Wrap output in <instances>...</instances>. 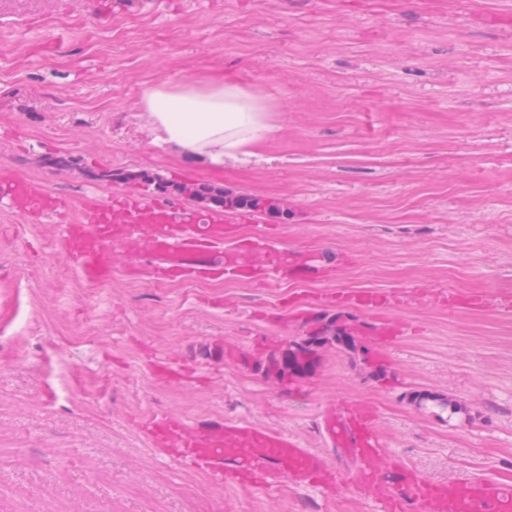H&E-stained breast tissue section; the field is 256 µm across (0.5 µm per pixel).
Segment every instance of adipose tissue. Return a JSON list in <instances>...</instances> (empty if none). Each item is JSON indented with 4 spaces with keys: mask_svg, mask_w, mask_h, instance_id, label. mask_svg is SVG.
<instances>
[{
    "mask_svg": "<svg viewBox=\"0 0 512 512\" xmlns=\"http://www.w3.org/2000/svg\"><path fill=\"white\" fill-rule=\"evenodd\" d=\"M142 107L153 143L214 166L253 154L274 131L259 95L221 80L147 87Z\"/></svg>",
    "mask_w": 512,
    "mask_h": 512,
    "instance_id": "ef3b65f1",
    "label": "adipose tissue"
}]
</instances>
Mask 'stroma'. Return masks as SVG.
I'll list each match as a JSON object with an SVG mask.
<instances>
[{"instance_id":"1","label":"stroma","mask_w":512,"mask_h":512,"mask_svg":"<svg viewBox=\"0 0 512 512\" xmlns=\"http://www.w3.org/2000/svg\"><path fill=\"white\" fill-rule=\"evenodd\" d=\"M221 78L262 93L275 130L224 167L153 144L143 90ZM67 194L206 184L279 202L233 224L278 232L319 266L265 287L154 285L115 252L110 284L68 266L56 228L0 210V512H371L320 417L380 413L384 473L512 478V317L393 310L411 333L374 344L368 311L305 304L331 288L446 287L512 295V0H183L117 11L107 27L57 0H0V160ZM351 327L292 382L271 348ZM169 356L185 383L156 378ZM459 406L448 415L441 402ZM267 425L340 472L332 498L230 488L155 453L136 417Z\"/></svg>"}]
</instances>
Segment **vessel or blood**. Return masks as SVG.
Masks as SVG:
<instances>
[{"mask_svg": "<svg viewBox=\"0 0 512 512\" xmlns=\"http://www.w3.org/2000/svg\"><path fill=\"white\" fill-rule=\"evenodd\" d=\"M0 205L27 224H60L61 247L73 270L87 283L112 280V251L126 250L133 259L148 258L154 284L175 276H228L268 284L284 271L278 236L226 243L224 213L202 214L175 199L121 192L109 199L92 195L82 203L79 222H72L69 198L49 192L6 161L0 162ZM448 308L496 311L512 316V297L430 288L401 290L339 288L311 298L292 295L295 305L311 302L325 308L385 311L404 297ZM378 411L361 402H340L324 414L322 432L329 447L340 448L356 463L353 488L374 512H512V482L496 478L436 481L415 469L400 481L384 478L379 459L384 443L377 428ZM138 430L159 454L210 474L228 487L270 491L288 481L300 489L326 493L337 486L336 472L323 456L296 437L240 419L191 422L178 414L141 417Z\"/></svg>", "mask_w": 512, "mask_h": 512, "instance_id": "1", "label": "vessel or blood"}]
</instances>
